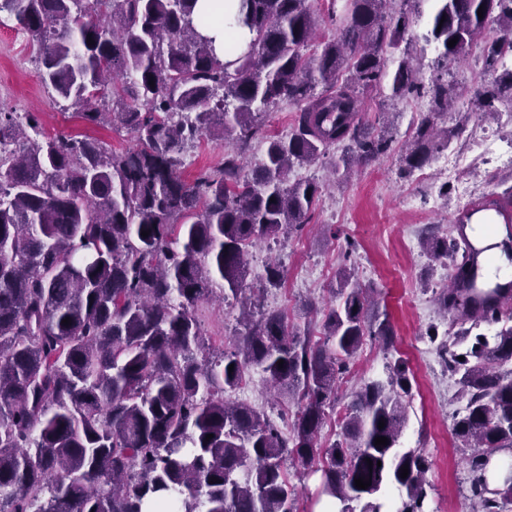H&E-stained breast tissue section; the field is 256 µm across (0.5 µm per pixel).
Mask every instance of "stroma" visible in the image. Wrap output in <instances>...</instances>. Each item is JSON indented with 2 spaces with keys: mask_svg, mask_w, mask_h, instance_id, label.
I'll return each instance as SVG.
<instances>
[{
  "mask_svg": "<svg viewBox=\"0 0 512 512\" xmlns=\"http://www.w3.org/2000/svg\"><path fill=\"white\" fill-rule=\"evenodd\" d=\"M435 9V0H419L404 34L416 56L418 80L426 86L436 76L434 62L439 54L435 44L423 39ZM483 48V42L473 45L466 59L448 72L457 109H467L475 89L491 78L483 69ZM388 94L383 86L365 95L360 118L377 130L390 126V150L347 178H331L322 161L294 168L292 178H308L320 185L317 204L301 230L254 248L249 285L257 287L256 277L268 260L279 258L284 282L265 292L264 306L283 311L290 325L309 328L312 337L318 338L322 321L307 317L303 305L310 301L323 309L334 304L338 270L343 261H350L359 281L374 291V313L387 315L392 324L395 356L407 360L414 376L401 445L420 449L429 462L425 512H470L469 474L454 434V416L462 410L464 400L455 378L443 370L436 345L428 336L432 330L442 339L455 333L451 319L439 311L432 298L433 290L444 287L448 266L428 262L419 242L432 232L452 233V218L468 206L466 188H474L478 199L501 196L512 188V167L494 163L497 151L512 145V127L504 123L501 110L474 114L462 127L449 116H440L437 127L448 133V152L467 153V168L456 180L446 181L438 175L439 163L434 160L404 175L399 171V155L412 138L421 112L427 111L428 100L412 96L394 103ZM0 108L38 113L41 127L49 135H87L116 151L136 144L128 128L87 124L56 102L41 79L27 35L15 18L5 13L0 15ZM297 112L296 105L282 102L262 115V137L252 140L242 153L245 168L254 167L262 158L265 136L292 131ZM234 147L233 141L223 137H204L185 151L183 177L191 180L200 171L220 168L225 152ZM238 314L237 304L220 298L197 307L207 347H231ZM385 357L381 345L370 340L352 359L339 382L337 406L327 411L329 419L320 433L323 445L338 438L340 429L332 421L337 408L347 405L362 381L382 373ZM245 375L251 380L250 394L233 391L228 400L245 401L264 411L279 430L289 432L297 411L295 402L274 393L259 367L247 366Z\"/></svg>",
  "mask_w": 512,
  "mask_h": 512,
  "instance_id": "1",
  "label": "stroma"
}]
</instances>
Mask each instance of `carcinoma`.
<instances>
[{
    "instance_id": "carcinoma-1",
    "label": "carcinoma",
    "mask_w": 512,
    "mask_h": 512,
    "mask_svg": "<svg viewBox=\"0 0 512 512\" xmlns=\"http://www.w3.org/2000/svg\"><path fill=\"white\" fill-rule=\"evenodd\" d=\"M309 2L240 0L236 21L250 39L226 62L201 30L198 0H0L35 47L45 86L88 123H118L136 138L117 152L91 137L48 136L31 112L0 111V512H144L149 503L298 512L288 460L319 464L320 494L336 512H387L392 490L398 512H425L427 459L399 443L412 395L403 358L355 392L341 440L318 442L337 379L365 337L389 346L394 336L388 319L367 320L368 289L354 269L341 267L316 342L263 308L280 266L247 288L249 249L300 229L316 206L317 183L288 173L331 150L336 175L375 161L391 135L360 121L361 95L387 77L392 100L418 90L406 20L394 9L408 0H341L336 35L311 54ZM493 15L500 36L485 65L499 75L475 91L472 113L512 106V69L501 67L512 0H437L425 35L441 58L461 59ZM452 93L441 79L429 86L402 170L448 144L434 121L451 111ZM109 98L120 111H102ZM283 100L300 106L292 132L265 137L263 157L244 171L257 118ZM216 134L237 150L184 180L185 149ZM421 248L439 260L458 241L431 234ZM217 285L248 306L231 351L205 349L195 315ZM437 300L445 310L466 305L452 287ZM453 324L457 340L430 339L466 399L454 428L474 512H505L512 467L487 468L496 450L512 448V370H499L512 362V316ZM484 324L499 328L487 334ZM248 364L297 403L289 437L265 413L224 399ZM359 477L371 486L357 488Z\"/></svg>"
}]
</instances>
